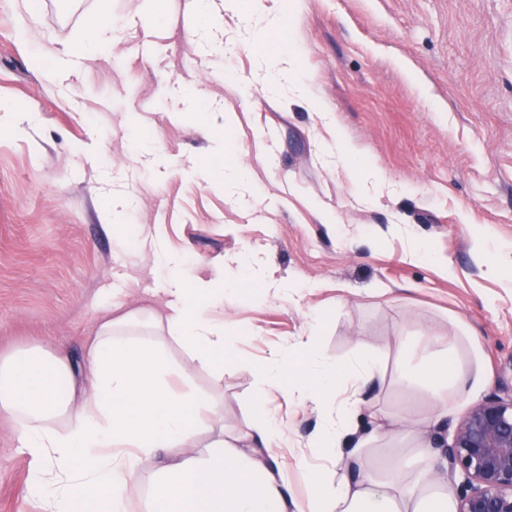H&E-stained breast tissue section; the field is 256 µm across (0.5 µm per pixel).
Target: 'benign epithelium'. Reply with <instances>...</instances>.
Instances as JSON below:
<instances>
[{"label": "benign epithelium", "instance_id": "benign-epithelium-1", "mask_svg": "<svg viewBox=\"0 0 512 512\" xmlns=\"http://www.w3.org/2000/svg\"><path fill=\"white\" fill-rule=\"evenodd\" d=\"M442 455L457 512H512V401L487 396L472 405Z\"/></svg>", "mask_w": 512, "mask_h": 512}]
</instances>
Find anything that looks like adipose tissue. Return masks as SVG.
Returning a JSON list of instances; mask_svg holds the SVG:
<instances>
[{"instance_id": "1", "label": "adipose tissue", "mask_w": 512, "mask_h": 512, "mask_svg": "<svg viewBox=\"0 0 512 512\" xmlns=\"http://www.w3.org/2000/svg\"><path fill=\"white\" fill-rule=\"evenodd\" d=\"M163 294L187 360L201 371L219 368L224 329L210 323L208 312L223 305V289L178 285ZM135 320L132 312L102 315L79 364L67 350L37 346L0 357V414L12 420L14 444L28 461L22 495L42 512H127L137 489L152 493L146 512H456L448 466L430 432L489 382L476 334L426 340L400 360L395 383L434 398L437 411L411 424L413 467L382 474L369 450L393 420L367 406L363 392L384 379L386 352L358 345L342 360L312 351L299 368L285 359L267 364L261 390L317 410L332 392L343 393L312 439L335 450L341 465L330 478L310 471L298 506L284 465L266 457L279 442L275 422L259 413L245 430L221 432V400L204 413L193 394L173 390L158 342L125 335ZM363 407L374 428L359 435L351 415ZM153 458L157 466L143 469V460Z\"/></svg>"}]
</instances>
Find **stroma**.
I'll use <instances>...</instances> for the list:
<instances>
[{"mask_svg": "<svg viewBox=\"0 0 512 512\" xmlns=\"http://www.w3.org/2000/svg\"><path fill=\"white\" fill-rule=\"evenodd\" d=\"M0 0V355L81 353L110 291L120 312L161 307L174 281L224 269L228 361L200 372L156 328L176 388L224 396V430L268 413L288 488L306 494L322 412L260 395L257 373L307 331L331 359L354 343L398 360L399 336L480 337L486 394L512 399V0H261L254 45L223 0ZM74 50L56 80L33 61ZM298 59L310 101L269 96L258 60ZM334 113L352 172L315 112ZM242 164L245 189L224 191ZM392 191L359 201L371 170ZM333 213V223L321 221ZM432 257H410L413 241ZM498 258L506 273L487 272ZM284 284L281 295L268 285ZM366 399L411 422L432 399L384 379ZM28 464L0 417V512Z\"/></svg>", "mask_w": 512, "mask_h": 512, "instance_id": "1", "label": "stroma"}]
</instances>
